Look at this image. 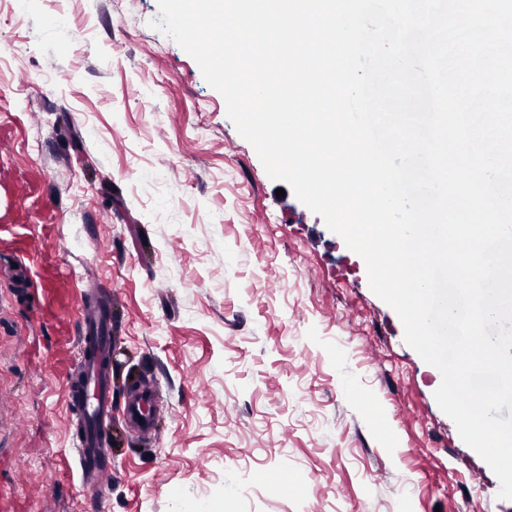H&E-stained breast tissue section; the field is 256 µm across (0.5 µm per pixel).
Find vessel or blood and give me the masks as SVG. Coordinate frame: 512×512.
<instances>
[{
	"instance_id": "1",
	"label": "vessel or blood",
	"mask_w": 512,
	"mask_h": 512,
	"mask_svg": "<svg viewBox=\"0 0 512 512\" xmlns=\"http://www.w3.org/2000/svg\"><path fill=\"white\" fill-rule=\"evenodd\" d=\"M55 279L54 268L43 265L37 273H24L22 285L26 288L38 285L45 305L63 322L65 332L73 335L76 343L84 345L90 351L89 356L83 357L81 362L87 376L86 384L82 391L73 394L72 400L80 406L84 422V431L79 437L77 448L78 463L83 469L98 470L102 467L104 445L98 420L112 403V384L102 370L100 358L109 354L112 349V315L104 306L84 294L76 300L78 317L69 319L67 308L56 303V290L53 286ZM152 413V401L147 394L134 395L127 403L128 420L130 423L140 424L141 428L150 427Z\"/></svg>"
}]
</instances>
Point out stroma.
I'll return each instance as SVG.
<instances>
[{"mask_svg": "<svg viewBox=\"0 0 512 512\" xmlns=\"http://www.w3.org/2000/svg\"><path fill=\"white\" fill-rule=\"evenodd\" d=\"M158 0H0V224L62 288L112 285L111 476L73 441L79 366L0 236L11 512H512L364 260L278 194ZM149 390L157 425L128 427Z\"/></svg>", "mask_w": 512, "mask_h": 512, "instance_id": "35a3bbf8", "label": "stroma"}]
</instances>
